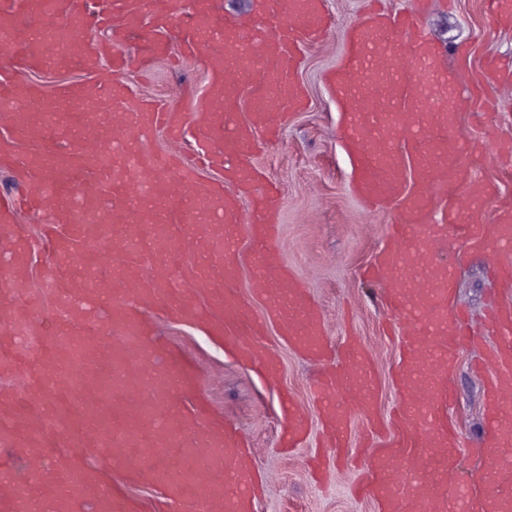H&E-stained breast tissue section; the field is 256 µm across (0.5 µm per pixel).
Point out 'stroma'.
Masks as SVG:
<instances>
[{
    "label": "stroma",
    "instance_id": "obj_1",
    "mask_svg": "<svg viewBox=\"0 0 512 512\" xmlns=\"http://www.w3.org/2000/svg\"><path fill=\"white\" fill-rule=\"evenodd\" d=\"M362 6L363 0H326L335 25L321 38L312 39L295 74L307 105L285 115L276 138L263 145L252 162L282 186L278 249L319 305L326 336L335 341L357 334L371 354L379 380L373 411L384 417L393 406L391 370L400 347L381 330L386 319L379 301L381 287H363L357 271L373 259L396 212L391 205L365 208L354 196L353 161L340 136L342 112L326 83L345 50L342 32ZM423 32L441 47L462 90L467 87L468 73L457 67L458 51H466L474 65L489 56L512 60V27L498 26L484 0H451L446 8L440 0H433ZM125 82L133 96L161 100L188 117L193 104L181 96L180 89L188 83L198 94H205L209 75L192 59L176 64L159 59L142 71L127 74ZM487 91L498 98V109L459 112L452 130L460 139H485V158L479 163L458 158L448 173V190L458 199L481 184L495 183L497 195L488 201L493 209L498 198L512 197V179L499 162L500 151L512 149V88L492 84ZM445 257L458 268L454 303L481 319L497 289L492 256L452 238ZM153 321L157 336L196 362L212 415L235 423L256 449L264 497L256 501L255 512H378L372 500L351 494L359 476L358 463L338 462L325 490L308 474L307 449L281 454L282 393H291L303 407L312 434H319L320 421L309 388L315 367L276 327L267 331L282 365L280 381L273 385L256 368L243 365L229 350L214 344L204 326L162 313L154 314ZM478 353L475 346L459 349L448 376L457 397L453 417L460 441L459 474L464 480L473 478L482 466L483 378L472 368Z\"/></svg>",
    "mask_w": 512,
    "mask_h": 512
}]
</instances>
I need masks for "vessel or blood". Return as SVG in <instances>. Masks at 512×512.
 Instances as JSON below:
<instances>
[{
    "label": "vessel or blood",
    "instance_id": "b4317fda",
    "mask_svg": "<svg viewBox=\"0 0 512 512\" xmlns=\"http://www.w3.org/2000/svg\"><path fill=\"white\" fill-rule=\"evenodd\" d=\"M428 0H409L391 14L368 9L343 32L341 63L326 78L346 120L342 138L354 154L356 197L369 206L395 204L397 223L364 273L365 284L389 287L383 306L405 339L394 372L396 414L370 418L382 438L366 456L361 492L379 512H512V255L499 258L506 302L488 318L494 338L484 356L488 386L482 455L486 488L471 495L458 477V438L443 405L454 353L473 341L469 319L450 308L452 272L439 256L449 234L474 248L512 241V204L487 215L475 201L448 198V162L476 147L450 136L454 112L466 104L453 89L439 46L420 28ZM324 0H253L249 14H214L211 0L184 11L179 0H0V125L28 137L38 113L42 148L17 161V195L0 198V232L11 244L0 266V375L23 380L0 386V512H139L114 474L159 489L155 512H253L257 462L237 429L207 410L194 362L152 336L145 313L205 324L229 342L239 360L280 375L266 342L269 326L324 368L313 391L324 442L344 454L349 405L373 400L378 384L360 339L348 337L333 356L322 315L275 246L280 199L247 156L278 134L283 109L306 100L294 80L308 40L326 29ZM183 34L172 47L170 29ZM111 40H103V33ZM140 34L142 51L120 45ZM206 61V95L193 120L158 101L134 99L122 74L170 57ZM110 63L113 121L101 102L77 86L56 98L78 107L96 145L50 146L57 112L43 109V91L23 79L49 64L93 74ZM251 125L228 126L244 87ZM192 142L197 158L144 152L142 129ZM403 133L415 150L410 185L400 155L369 146ZM222 169L218 184L203 168ZM252 201L249 254L264 311L256 313L232 287L237 277L238 202ZM441 218L431 223L432 206ZM41 215L36 232L19 214ZM49 259L45 280L57 297L45 306L30 288V259ZM281 447H303L309 434L292 397L282 402ZM99 458L87 464L89 454Z\"/></svg>",
    "mask_w": 512,
    "mask_h": 512
}]
</instances>
